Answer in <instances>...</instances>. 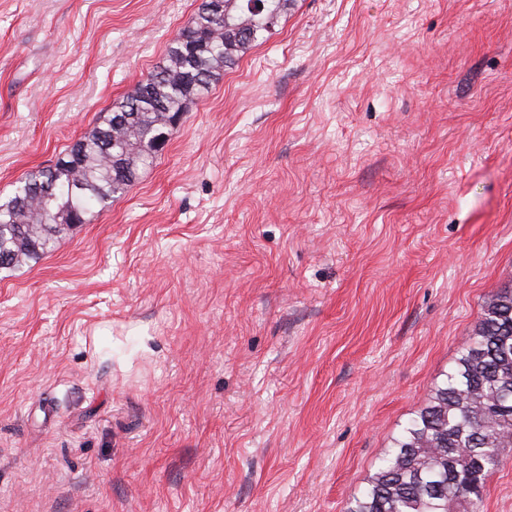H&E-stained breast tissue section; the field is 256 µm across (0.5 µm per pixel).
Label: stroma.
Listing matches in <instances>:
<instances>
[{
	"label": "stroma",
	"instance_id": "obj_1",
	"mask_svg": "<svg viewBox=\"0 0 512 512\" xmlns=\"http://www.w3.org/2000/svg\"><path fill=\"white\" fill-rule=\"evenodd\" d=\"M200 2L0 0V197ZM506 290L512 0H296L0 272V512H345Z\"/></svg>",
	"mask_w": 512,
	"mask_h": 512
}]
</instances>
